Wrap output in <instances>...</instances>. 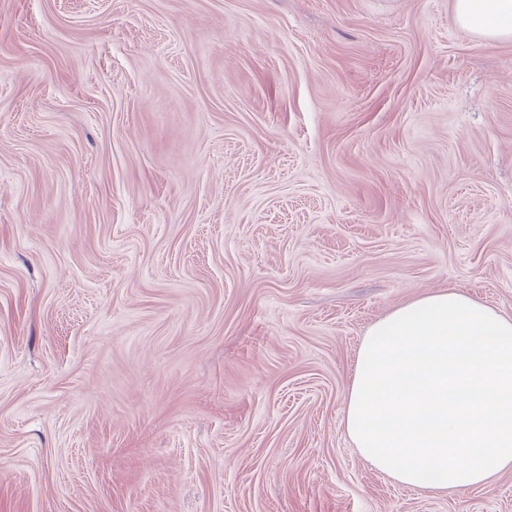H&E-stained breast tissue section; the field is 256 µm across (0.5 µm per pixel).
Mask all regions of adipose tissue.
I'll use <instances>...</instances> for the list:
<instances>
[{
    "mask_svg": "<svg viewBox=\"0 0 512 512\" xmlns=\"http://www.w3.org/2000/svg\"><path fill=\"white\" fill-rule=\"evenodd\" d=\"M456 23L512 40V0H453ZM345 431L399 484L464 492L512 469V316L451 288L373 323L357 350Z\"/></svg>",
    "mask_w": 512,
    "mask_h": 512,
    "instance_id": "obj_1",
    "label": "adipose tissue"
}]
</instances>
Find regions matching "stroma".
Returning a JSON list of instances; mask_svg holds the SVG:
<instances>
[{
  "label": "stroma",
  "instance_id": "stroma-1",
  "mask_svg": "<svg viewBox=\"0 0 512 512\" xmlns=\"http://www.w3.org/2000/svg\"><path fill=\"white\" fill-rule=\"evenodd\" d=\"M451 287L512 315V41L452 0H0V512H512L342 422Z\"/></svg>",
  "mask_w": 512,
  "mask_h": 512
}]
</instances>
